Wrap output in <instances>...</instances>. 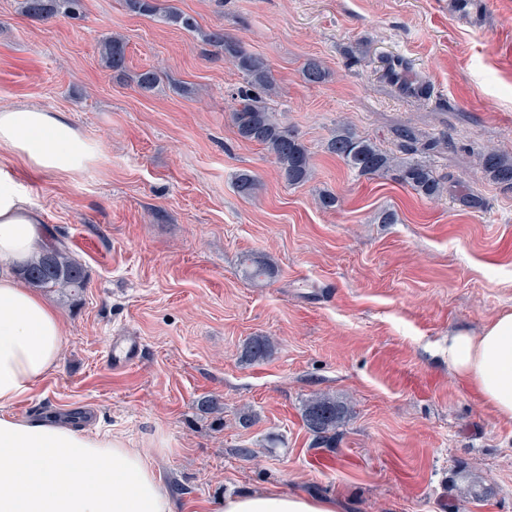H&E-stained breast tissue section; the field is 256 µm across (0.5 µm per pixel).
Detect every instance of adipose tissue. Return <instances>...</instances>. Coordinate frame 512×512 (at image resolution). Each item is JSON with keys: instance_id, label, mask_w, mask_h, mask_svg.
Here are the masks:
<instances>
[{"instance_id": "ef3b65f1", "label": "adipose tissue", "mask_w": 512, "mask_h": 512, "mask_svg": "<svg viewBox=\"0 0 512 512\" xmlns=\"http://www.w3.org/2000/svg\"><path fill=\"white\" fill-rule=\"evenodd\" d=\"M0 152L68 177L100 157L63 113L37 107L0 108ZM41 222L13 170L0 166V512H171L140 450L55 417L9 412L52 372L63 348L59 311L18 277L40 248ZM448 366L498 418L512 421L511 310L479 334L449 336ZM220 512H338V504L329 496L241 492L225 497Z\"/></svg>"}]
</instances>
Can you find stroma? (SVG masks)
<instances>
[{"mask_svg": "<svg viewBox=\"0 0 512 512\" xmlns=\"http://www.w3.org/2000/svg\"><path fill=\"white\" fill-rule=\"evenodd\" d=\"M158 2L199 32L125 0L44 21L0 0V106L64 113L103 155L64 178L0 154L46 240L88 275L79 294L45 290L66 324L60 360L10 414L89 412L87 430L148 455L171 512L268 490L331 495L341 512H512V422L451 372L447 350L450 333L512 309V192L480 160H512V0L465 13L451 0ZM212 29L267 62L270 104L311 152L305 184L238 136L244 78L202 42ZM108 36L126 44L124 71L102 58ZM311 58L322 83L303 77ZM148 70L150 91L137 83ZM343 124L395 155L405 130L438 141L417 158L446 192L357 176L325 149ZM241 171L260 181L253 196L235 187ZM385 210L396 223L379 222ZM248 258L273 276L245 279ZM117 334L143 345L122 370L105 361ZM255 336L270 357L246 360ZM317 393L349 407L327 448L301 418ZM205 397L219 409L200 411ZM466 474L491 495L462 498ZM126 4L135 13L158 16L166 24L187 31H197V23L193 17L176 10L161 11L157 0H126Z\"/></svg>", "mask_w": 512, "mask_h": 512, "instance_id": "stroma-1", "label": "stroma"}]
</instances>
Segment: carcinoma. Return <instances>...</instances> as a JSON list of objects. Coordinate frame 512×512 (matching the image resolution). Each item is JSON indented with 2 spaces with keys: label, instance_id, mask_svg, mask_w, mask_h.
<instances>
[{
  "label": "carcinoma",
  "instance_id": "cac0c4a2",
  "mask_svg": "<svg viewBox=\"0 0 512 512\" xmlns=\"http://www.w3.org/2000/svg\"><path fill=\"white\" fill-rule=\"evenodd\" d=\"M126 4L135 13L157 16L162 22L187 31L197 30L193 17L176 10L162 11L157 0H126ZM81 7L82 0H20L22 14L38 21L56 16L72 17L80 13ZM202 38L206 43L224 49V56L243 73L245 87L238 91V107L231 113L238 135L263 146L288 185L308 182L313 175L310 152L298 132L281 122L268 103V98L276 93L268 64L228 39L222 29L205 32ZM102 54L112 70L120 72L125 68V43L122 39L112 37L105 40ZM303 73L310 84H318L327 76L326 70L316 60L307 62ZM327 150L341 158L360 177L390 174L428 199L442 193L441 179L426 163L390 155L346 126L335 130L327 142ZM482 167L495 184L512 190V161L496 152H487L482 157ZM235 186L239 193L248 196L257 189V179L250 172L242 171L235 175ZM244 273L247 278L258 280L272 276L274 269L267 262L248 258ZM20 276L28 285L41 290L58 288L77 294L86 286L84 266L61 241L42 248L20 270ZM271 350L269 338L256 336L248 342L245 357L251 361L262 360ZM346 413L345 404L336 397L318 394L305 402L301 417L314 441L327 445L336 437V430L344 422Z\"/></svg>",
  "mask_w": 512,
  "mask_h": 512
}]
</instances>
